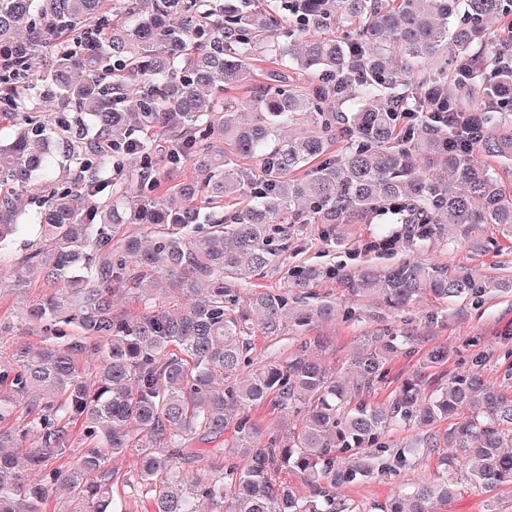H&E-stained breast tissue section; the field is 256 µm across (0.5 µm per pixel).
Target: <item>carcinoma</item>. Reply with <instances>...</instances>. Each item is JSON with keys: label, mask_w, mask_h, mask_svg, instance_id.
Returning <instances> with one entry per match:
<instances>
[{"label": "carcinoma", "mask_w": 512, "mask_h": 512, "mask_svg": "<svg viewBox=\"0 0 512 512\" xmlns=\"http://www.w3.org/2000/svg\"><path fill=\"white\" fill-rule=\"evenodd\" d=\"M256 57L276 64L258 81ZM252 80L243 107L231 92ZM2 126L0 257L16 266L11 288L43 280L29 321L57 341L0 360V512H127L111 462L129 448L127 486L147 512H350L330 488L373 473L389 429L467 409L448 444L471 481L512 483V392L480 370L370 400L411 329L374 337L350 378L307 353L253 357L256 334L336 315L309 304L329 280L392 310L512 291L507 275L418 257L288 266L308 224L331 244L387 215L414 225L410 248L450 225L478 252L491 229L512 237V0H0ZM290 126L301 136L283 137ZM187 166L198 176L162 177ZM32 224L38 242L16 250ZM254 276L284 287L249 292ZM119 295L139 312H115ZM87 351L97 364L82 369ZM265 406L298 420L267 435L248 414ZM75 436L87 448L56 465ZM440 445L417 436L381 470ZM288 472L312 495L290 492ZM454 495L422 479L385 512Z\"/></svg>", "instance_id": "carcinoma-1"}]
</instances>
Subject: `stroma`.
<instances>
[{
    "label": "stroma",
    "instance_id": "1",
    "mask_svg": "<svg viewBox=\"0 0 512 512\" xmlns=\"http://www.w3.org/2000/svg\"><path fill=\"white\" fill-rule=\"evenodd\" d=\"M403 225L390 218L377 219L372 224H352L346 227V238L339 245H326L320 238L316 225L309 224L301 235L300 249L291 255V262L328 266H355L371 264L379 267L394 265L408 257L409 251L399 237ZM396 235L393 246L383 248L378 244L381 234ZM418 255L424 259L447 264H465L487 272L512 274V242L498 240L488 252L475 254L464 246L444 247L433 242L422 243ZM46 288L42 281L31 279L23 293L0 295V318L13 326L11 336L0 343V352L24 343L39 344L40 337L29 325L26 308L41 299ZM322 301L336 302L339 316L314 320L304 331H288L277 342L257 337L258 351L275 350L283 356L292 355L306 341H318L317 353L325 365L336 372L350 371L355 355L367 344L369 337L386 330L405 327L416 329L418 337L410 347L391 354L389 372L379 385L374 398L392 400L402 379L420 376L425 385L432 386L447 380L460 368L480 361L481 373L494 389L506 388L512 380V295L501 294L485 299L480 307L450 306L448 319L438 324H428L425 317L435 303L422 297L417 303L399 311H391L377 298L363 299L355 296L345 286L328 281L316 290ZM448 351L447 361L432 365L429 353L435 348ZM453 477L457 483V496L446 512H485L488 500H495L497 512H512V485H502L493 492L466 478V459L456 448H436L421 452L415 465L394 474L373 473L337 487V497L350 507L351 512H382L385 504L396 492L424 477Z\"/></svg>",
    "mask_w": 512,
    "mask_h": 512
}]
</instances>
